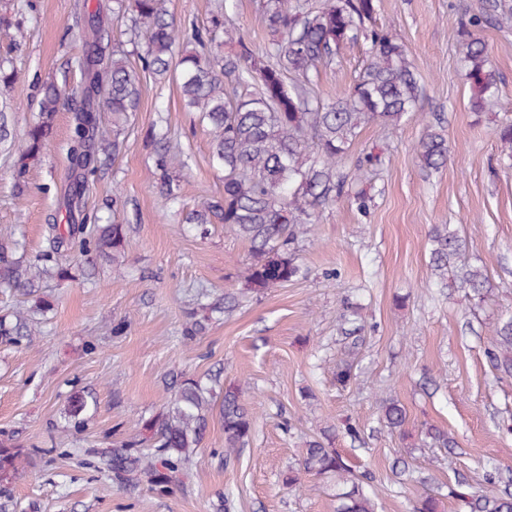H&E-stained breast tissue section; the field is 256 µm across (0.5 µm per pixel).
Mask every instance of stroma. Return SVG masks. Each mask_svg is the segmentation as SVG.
<instances>
[{"label":"stroma","mask_w":512,"mask_h":512,"mask_svg":"<svg viewBox=\"0 0 512 512\" xmlns=\"http://www.w3.org/2000/svg\"><path fill=\"white\" fill-rule=\"evenodd\" d=\"M97 0H0V15L22 29L18 45L0 42L16 80L0 86V111L10 136L0 143V237L24 239L38 255L48 225H67L62 196L70 180L72 114L57 112L54 134L31 163L24 199L14 195L15 145L39 117L40 89L49 82L79 85L83 29ZM512 0H379L377 22L405 44L423 89L417 112L386 134L364 127L349 149L346 168L373 148L383 162L362 187L358 211L345 196L309 225L296 261L306 277L243 304L209 325L193 343L181 337L198 295L215 299L238 287L244 243L213 224L206 236L186 232L181 217L154 188L149 132L172 133L180 205L192 209L224 190V174L209 157L210 132L186 111L173 77L143 73L139 107L124 133L116 162H100L86 209L116 216L127 227V273L103 261L71 260L70 279L45 284L53 308L21 347L0 344V434H11L33 456L11 487L10 512H211L217 494L231 493L233 512H334V488L305 477L283 483L306 440L334 426L333 441L354 469L368 473L377 512H416L435 495L442 512H465L451 496L458 481L512 477V375L492 367L487 338L512 315V159L501 153L495 127L512 120V25L486 24L477 34L488 46L500 96L482 113L470 109L471 90L460 64L463 23ZM226 18L253 46L269 34L260 0H227ZM365 61V46L347 48L314 88L325 101L342 96ZM451 148L439 173H428L414 152L426 126ZM124 207L112 210V194ZM446 224L465 242L460 263L480 267L492 288L469 305L460 292L431 287L428 235ZM359 306L363 342L349 355L341 333L347 303ZM129 320L122 334L112 328ZM353 362L347 385L336 368ZM221 371L243 388L256 408L249 445L230 463L212 451L224 446L212 421L194 459L189 486L160 497L145 488L113 484L111 476L81 465L73 448H110L135 434V423L170 397V375L199 377ZM89 391L96 401L85 429L65 437V397ZM393 396L408 415L406 434L381 420L382 397ZM448 431L452 448L423 444L421 423ZM355 426L350 436L346 425ZM424 483H401L398 463Z\"/></svg>","instance_id":"stroma-1"}]
</instances>
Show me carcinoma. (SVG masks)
<instances>
[{
	"label": "carcinoma",
	"instance_id": "obj_1",
	"mask_svg": "<svg viewBox=\"0 0 512 512\" xmlns=\"http://www.w3.org/2000/svg\"><path fill=\"white\" fill-rule=\"evenodd\" d=\"M167 0H112V14L131 13V40L145 37L136 69L126 55L106 52L103 42L111 33L102 25V7L88 15L90 33L85 38L81 68L83 87L71 92L74 124L70 154L81 174L68 190L69 207L77 209L96 171L97 154L117 156L120 137L130 113L139 104V71L162 76L172 63L182 33L169 13ZM225 4L218 5L203 29L191 36L195 48L182 54L177 71L186 108L200 114L210 126L212 162L224 171V194L186 212L183 223L201 235L210 224H222L247 246L241 288L224 299L192 312L182 339L194 342L216 315L230 317L239 298L258 297L302 275L295 250L307 225L320 212L349 192L350 185L367 165H378L381 156L368 152L351 173L342 171L349 148L359 130L375 123L395 131L404 117L417 110L421 88L404 44L377 23L378 0H262L261 16L271 39L256 50L224 21ZM471 20L461 30L465 78L472 91L471 110L482 112L500 93L499 79L485 44L470 31ZM369 43L365 63L343 96L323 101L311 86L323 70L336 64L342 51L359 40ZM236 43L237 51L223 52ZM256 85L257 92L240 88ZM40 117L17 146L18 174L37 161L50 140L55 113L65 105V92L56 84L42 86ZM112 112V130L101 127L97 112ZM496 136L512 158V120L496 127ZM156 187L166 200L179 198V185L170 172L167 133L156 134ZM414 151L423 168L438 173L448 161V142L432 129L419 139ZM47 246L29 259L18 240L0 238V288L32 298L28 308H14L0 315V344L20 346L35 332L36 316L50 302L36 295L37 283L51 273L68 274L73 252L88 259H105L119 272L125 262L123 224L98 223L96 215L83 213L77 223L62 230L53 224ZM430 271L436 288L464 292L465 300L479 304L489 293L490 282L479 268L458 266L464 243L446 224L432 226ZM487 356L491 365L512 374V317L502 320L491 337ZM95 402L90 393L74 391L64 409L66 428L79 432ZM224 429L222 460L229 461L252 435L253 409L242 398L241 388L224 386L220 375L209 381L180 377L172 394L157 411L141 417L139 432L110 451L71 448L66 455L83 457L101 472L112 474L119 487H140L168 495L183 489L193 458L206 436L213 412ZM381 416L391 431H403L407 413L392 396L382 399ZM421 433L434 445L452 448L448 431L423 424ZM26 449L12 439H0V495L16 479ZM336 484V512H377L374 496L364 491L361 476L336 448L320 440L305 442L297 469H289L284 484L295 487L301 473ZM469 512H512V491L501 477H492L479 492L464 483L452 490Z\"/></svg>",
	"mask_w": 512,
	"mask_h": 512
}]
</instances>
